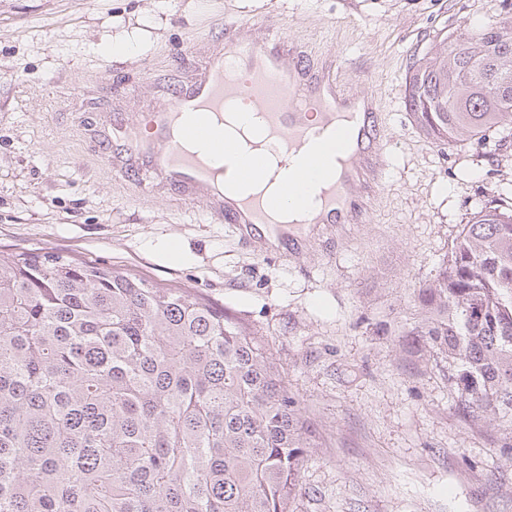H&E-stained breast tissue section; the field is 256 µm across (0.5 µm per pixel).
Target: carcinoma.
<instances>
[{"label":"carcinoma","mask_w":512,"mask_h":512,"mask_svg":"<svg viewBox=\"0 0 512 512\" xmlns=\"http://www.w3.org/2000/svg\"><path fill=\"white\" fill-rule=\"evenodd\" d=\"M440 145L512 136V22L433 41L405 76ZM421 322L460 419L512 439V206L460 225ZM311 430L265 338L180 285L0 251V512H294Z\"/></svg>","instance_id":"1"}]
</instances>
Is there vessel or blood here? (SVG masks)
<instances>
[{"mask_svg":"<svg viewBox=\"0 0 512 512\" xmlns=\"http://www.w3.org/2000/svg\"><path fill=\"white\" fill-rule=\"evenodd\" d=\"M282 26L281 17L270 15L224 23L219 45L203 55L186 54L196 71L194 81L150 108L148 128L116 113L100 135L107 145L106 164L137 182L142 192L177 186L211 222L230 225L243 239L269 243L293 258L304 236L283 235L278 201L260 195L226 201L216 169L189 150V143L208 139L212 153L235 160L248 174H262L260 157L241 153L221 132L228 107L240 101L260 115L282 164L308 170L327 143L325 128L351 122L357 147L348 150L337 140L335 152L344 161L323 185L320 212L307 218L311 224L342 225L369 223L383 184L388 139L380 104L357 108L345 63L335 57L313 61L302 46L285 40Z\"/></svg>","mask_w":512,"mask_h":512,"instance_id":"b4317fda","label":"vessel or blood"}]
</instances>
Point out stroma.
<instances>
[{"instance_id": "35a3bbf8", "label": "stroma", "mask_w": 512, "mask_h": 512, "mask_svg": "<svg viewBox=\"0 0 512 512\" xmlns=\"http://www.w3.org/2000/svg\"><path fill=\"white\" fill-rule=\"evenodd\" d=\"M268 12L286 39L343 56L390 119L371 223L307 225L296 263L172 189L142 194L89 134L111 113L145 121L182 53ZM506 20L512 0H0V248L136 269L259 329L318 441L297 512H512V449L459 421L431 354L399 335L459 225L512 188V146L423 135L406 71L435 37Z\"/></svg>"}]
</instances>
